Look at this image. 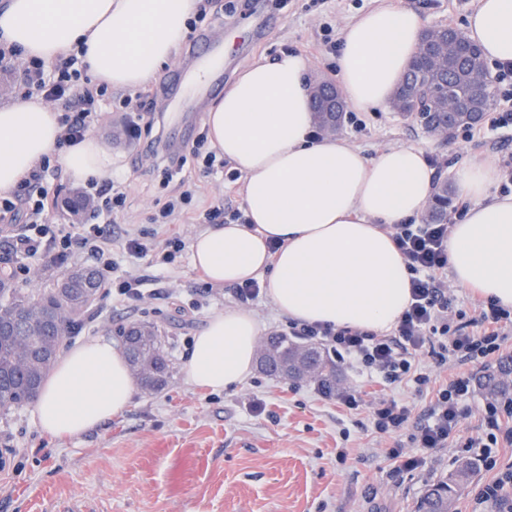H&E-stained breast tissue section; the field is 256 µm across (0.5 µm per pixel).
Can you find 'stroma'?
Listing matches in <instances>:
<instances>
[{
    "mask_svg": "<svg viewBox=\"0 0 512 512\" xmlns=\"http://www.w3.org/2000/svg\"><path fill=\"white\" fill-rule=\"evenodd\" d=\"M479 0H400L426 26L461 27ZM276 24L246 50L239 28L224 34L223 88L203 95L216 106L238 74L256 61L284 51L304 52L310 80L336 78L333 47L341 29L379 0H260ZM332 33H324V23ZM109 89L91 133L112 148V172L127 193V208L112 227V251L120 271L144 276L154 297L131 304L110 292L86 313L67 345L101 337L121 343V327H157L170 364L160 390H137L131 406L89 433L52 441L41 434L33 404L0 414V512H417L430 484L448 476L467 449L458 445L426 454L417 470H399L388 451L408 445L407 432L389 437L373 431L366 409L349 410L320 394L311 379H284L255 371L241 386L210 392L185 382L182 366L194 336L210 315L232 308L223 288L207 287L190 254L177 266L158 271L129 261L119 235L128 225L151 230L159 202L175 187L155 159L129 142L123 115L113 108L124 97ZM366 129L342 124L339 133L364 154L402 144L424 148L445 161L441 177L474 158L500 159L512 153V133L498 129L468 144L444 143L414 119L386 110L365 115ZM205 297L202 307L190 302ZM336 386L357 389L364 402L392 397L414 415L428 408L429 395L406 385L383 386L346 363L336 365ZM345 459H338V452Z\"/></svg>",
    "mask_w": 512,
    "mask_h": 512,
    "instance_id": "35a3bbf8",
    "label": "stroma"
}]
</instances>
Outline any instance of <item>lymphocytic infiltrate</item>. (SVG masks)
Instances as JSON below:
<instances>
[{
  "instance_id": "obj_1",
  "label": "lymphocytic infiltrate",
  "mask_w": 512,
  "mask_h": 512,
  "mask_svg": "<svg viewBox=\"0 0 512 512\" xmlns=\"http://www.w3.org/2000/svg\"><path fill=\"white\" fill-rule=\"evenodd\" d=\"M19 69V86L26 96H38L60 110L63 132L59 148L82 141L99 120L98 102L106 90L92 85L78 55L61 57L49 66L32 59ZM206 139V134H199L188 152L163 154L168 171L179 177V187L160 207L154 223H174L190 208L197 194L195 175L228 183L240 179V172L229 167L216 152H203ZM61 177V166L46 158L9 196L0 195V223L20 228L14 252L30 256L43 253L60 261L81 255L99 272L103 287L125 299L142 301L146 295L144 279L130 273L117 275L111 240L98 223L102 216L108 223H115L117 215L125 210L127 194L122 185L114 180H90L92 222L53 224L49 216L61 205L57 188ZM451 229L450 222L425 219L417 224L390 225L392 238L405 259L410 288L409 305L392 334L380 336L362 329H336L297 321L289 322L287 329L288 336L320 344L337 360L350 361L360 371L376 375L385 385L404 383L419 394L434 389L427 417L417 424L411 421L410 407L396 400L383 397L366 403L353 388L335 394L337 402L348 409L367 407L377 433L410 429L412 444L427 451L447 447L458 434L465 416L464 403L474 388L472 376L464 373L432 387L429 371L417 362L419 352H427L441 368L451 363L484 365L499 359L503 342L512 335V310L499 302H479L471 317L456 308L448 278ZM184 248V241L178 237L161 240L156 234L132 229L124 233L126 254L159 268L173 265ZM482 417L484 437L467 439L466 445L479 449L485 468L494 476L481 486L475 504L480 507L492 503L499 512H512V498L504 494L512 486V465L503 469L497 466L498 450L512 447V398L486 402Z\"/></svg>"
}]
</instances>
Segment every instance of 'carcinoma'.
I'll return each instance as SVG.
<instances>
[{
    "instance_id": "obj_1",
    "label": "carcinoma",
    "mask_w": 512,
    "mask_h": 512,
    "mask_svg": "<svg viewBox=\"0 0 512 512\" xmlns=\"http://www.w3.org/2000/svg\"><path fill=\"white\" fill-rule=\"evenodd\" d=\"M493 97L491 80L483 73L482 55L469 63L461 61L460 43L451 35L442 43L417 53L414 64L394 93L391 107L402 116L417 118L427 132L448 141L458 127L478 124ZM313 108L322 127L334 131L340 128L344 106L332 109L325 91L315 94ZM452 194V187L446 182L436 187L430 206L431 220L440 222L448 218ZM65 275L64 291L54 288L47 293L19 288L9 276L0 277V321L20 320L13 335L0 338V374L8 375L13 384L12 395L8 402L0 404V411L32 400L25 383L35 375L43 377L50 373L66 332L78 328L79 317L93 305L85 298L84 289L101 284L97 271L76 267ZM121 337L127 341L134 363L141 365L136 375L142 387L156 391L165 386L169 364L158 330L140 324L136 334H131V329L127 328ZM277 344L283 349L275 356H264L260 368L270 375L300 378L296 366L305 364V359L299 355V346L288 342L284 336L278 337ZM314 377L325 387L334 382V368L322 355L315 364ZM480 386L491 396H502L509 391L495 373L484 377ZM477 469L476 461H461L448 477L429 486L420 500L418 512H450L449 506L458 489Z\"/></svg>"
}]
</instances>
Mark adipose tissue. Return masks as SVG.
Wrapping results in <instances>:
<instances>
[{
	"instance_id": "ef3b65f1",
	"label": "adipose tissue",
	"mask_w": 512,
	"mask_h": 512,
	"mask_svg": "<svg viewBox=\"0 0 512 512\" xmlns=\"http://www.w3.org/2000/svg\"><path fill=\"white\" fill-rule=\"evenodd\" d=\"M199 0H0V39L44 63L77 49L94 82L135 89L159 74L185 42ZM423 18L398 0L360 14L339 37L336 78L359 112L383 110L418 52ZM464 29L491 62H512V0H479ZM310 65L283 52L240 73L207 114L212 146L243 178L244 224L195 236L192 261L216 285L264 282L288 318L384 334L410 301L409 274L388 227L422 219L433 170L422 147L367 156L342 137L313 134ZM60 114L38 98L0 106V193L17 188L43 159L58 156L78 183L112 175V151L89 135L57 153ZM493 161L457 170L467 207L448 238L454 280L512 308V194L497 195ZM279 244L269 251V241ZM259 325L245 309L211 315L193 340L186 382L210 391L253 373ZM134 397L123 350L95 338L57 362L34 404L43 435L81 436L122 414Z\"/></svg>"
}]
</instances>
